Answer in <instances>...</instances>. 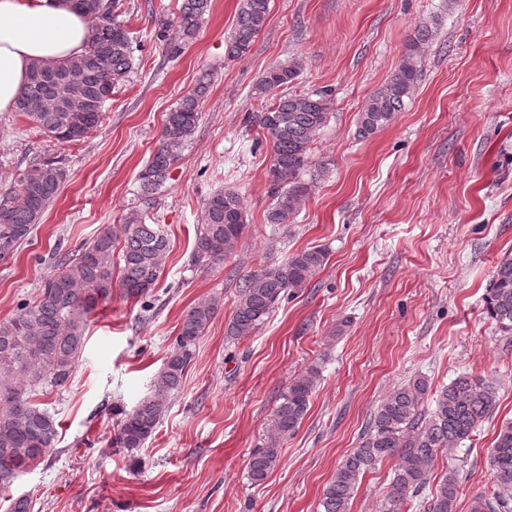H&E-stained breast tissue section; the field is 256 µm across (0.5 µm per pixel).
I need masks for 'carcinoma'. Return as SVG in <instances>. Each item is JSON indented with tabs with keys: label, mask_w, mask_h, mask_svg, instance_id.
Here are the masks:
<instances>
[{
	"label": "carcinoma",
	"mask_w": 512,
	"mask_h": 512,
	"mask_svg": "<svg viewBox=\"0 0 512 512\" xmlns=\"http://www.w3.org/2000/svg\"><path fill=\"white\" fill-rule=\"evenodd\" d=\"M123 0H78L76 6L93 19L85 53L31 67L17 103L38 132L56 144L79 142L102 122L96 103L103 89L116 88L132 68V39L118 20ZM211 0H181L174 21L160 19L154 37L170 52L193 40ZM270 0H241L237 24L225 41L224 54L246 57L265 26ZM432 32L419 27L398 66L360 113L357 135L366 138L387 126L404 107V99L421 76V51ZM302 61L292 59L269 68L256 84L262 112L258 126L268 140L271 164L268 179L273 206L267 223L286 224L304 206L310 186L302 175L311 167V144L326 126L331 99L326 90L311 94L288 92L300 75ZM207 77L166 114L156 146L139 174L144 198H153L177 161V150L193 135L201 114L199 102ZM67 177L61 161L32 162L17 182L0 192V260L13 255L55 200ZM204 224L197 230L193 260L217 263L231 254L245 228L242 199L235 191H218L204 205ZM119 251L123 293L145 298L162 273L168 240L157 224L136 215L126 218ZM111 225L83 246L76 257L59 259L36 298L22 303L15 314L0 321V489H8L29 468L55 448L59 422L33 400L38 390L61 389L70 380L81 356L85 332L99 304L112 299L114 248ZM327 252L307 248L244 279L232 317L225 327L229 341L252 335L289 294L308 287ZM219 308L215 298L202 299L183 316L174 350L158 372L154 390L132 411L120 412L115 444L141 448L160 423L172 395L182 385L197 341ZM485 311L498 330L512 334V258L497 265L485 296ZM316 376H299L282 394L275 413L276 436L256 448L249 461V478L264 482L279 461L280 439L293 435L308 408ZM428 384L417 378L393 388L370 414L362 442L342 463L323 489L320 512H350L363 476L389 458L396 459L377 512H405L420 498L425 512H455L458 471L448 470L434 492L425 494L438 453L455 447L489 418L497 405L495 385L462 373L440 388L426 407ZM495 488L472 499L471 512H512V421L501 424L490 455Z\"/></svg>",
	"instance_id": "obj_1"
}]
</instances>
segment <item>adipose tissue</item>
I'll return each mask as SVG.
<instances>
[{"mask_svg": "<svg viewBox=\"0 0 512 512\" xmlns=\"http://www.w3.org/2000/svg\"><path fill=\"white\" fill-rule=\"evenodd\" d=\"M90 34L72 0H0V113L14 111L34 63L83 54Z\"/></svg>", "mask_w": 512, "mask_h": 512, "instance_id": "adipose-tissue-1", "label": "adipose tissue"}]
</instances>
